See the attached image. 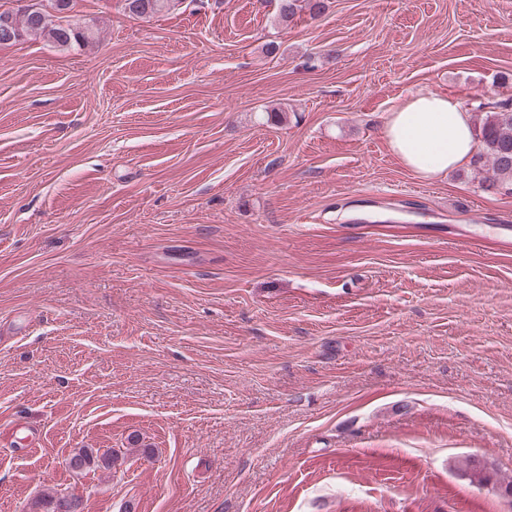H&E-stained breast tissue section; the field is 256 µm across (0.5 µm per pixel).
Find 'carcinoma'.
Instances as JSON below:
<instances>
[{
  "instance_id": "cac0c4a2",
  "label": "carcinoma",
  "mask_w": 512,
  "mask_h": 512,
  "mask_svg": "<svg viewBox=\"0 0 512 512\" xmlns=\"http://www.w3.org/2000/svg\"><path fill=\"white\" fill-rule=\"evenodd\" d=\"M122 2L124 11L129 15L147 18L175 8L180 0H122ZM51 5L62 14L66 25H61L50 15L43 22L19 9L0 11V24L7 21L13 29L19 31L20 36L39 34L58 47L88 44L96 39L94 25L88 22L80 24L67 19L65 13L69 11L70 0H51ZM302 7L314 17L325 10L323 0H279V17L286 21ZM479 139L481 148L473 159V165L477 167L487 162L491 166L492 180L487 187L512 186V110L503 108L486 113L480 125ZM71 460L76 470H82L93 464L110 469L114 463V458L109 454L98 457L83 449L72 454ZM464 473L471 482L477 484H482L490 478L487 469L474 460L466 463Z\"/></svg>"
}]
</instances>
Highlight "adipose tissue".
Masks as SVG:
<instances>
[{"label":"adipose tissue","mask_w":512,"mask_h":512,"mask_svg":"<svg viewBox=\"0 0 512 512\" xmlns=\"http://www.w3.org/2000/svg\"><path fill=\"white\" fill-rule=\"evenodd\" d=\"M390 151L424 179L464 165L476 149L470 117L453 97L417 92L395 105L383 127Z\"/></svg>","instance_id":"adipose-tissue-1"}]
</instances>
